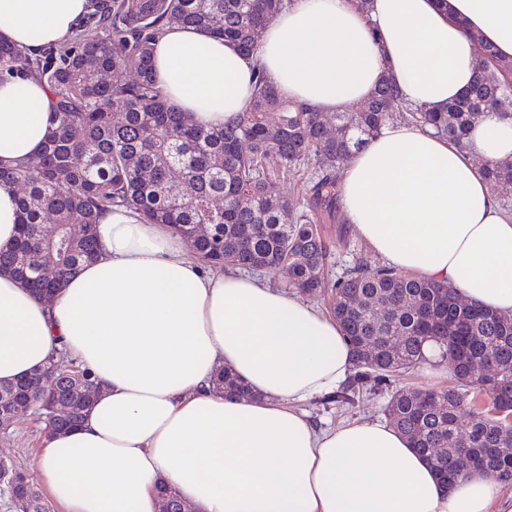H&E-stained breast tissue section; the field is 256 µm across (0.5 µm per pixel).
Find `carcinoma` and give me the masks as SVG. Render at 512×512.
Returning <instances> with one entry per match:
<instances>
[{
    "mask_svg": "<svg viewBox=\"0 0 512 512\" xmlns=\"http://www.w3.org/2000/svg\"><path fill=\"white\" fill-rule=\"evenodd\" d=\"M83 29L62 53L49 47L31 60L0 41V67L35 68L57 98L56 127L33 161L0 169V185L20 190V234L0 253V271L40 297L63 286L96 257L95 224L114 206L167 224L199 257L216 267L288 269L289 284L307 294L323 287L328 263L319 225L334 219L341 169L389 120L402 117L466 144L486 104L512 94V61L486 49L476 80L443 112L407 106L393 82L382 80L360 110L318 112L279 96L259 79L237 123L205 128L175 110L152 70L154 42L176 24L221 36L239 51L257 50L261 31L285 0H91ZM133 59L138 76L129 81ZM491 184L512 182V161L485 168ZM302 183L306 209L269 192L270 181ZM48 268L51 279L39 278ZM330 310L352 346L356 373L334 396L352 404L364 384L388 383L427 360L433 343L453 368L455 384L393 394L391 423L453 486L470 471L512 484V315L459 300L456 289L387 266L357 264L332 284ZM487 366L490 375H476ZM57 365L0 385V420L28 407L54 434L82 423L96 386L81 371L79 399ZM487 396L489 406L477 399ZM69 407L60 421L52 407ZM31 512L46 500L23 475L12 487Z\"/></svg>",
    "mask_w": 512,
    "mask_h": 512,
    "instance_id": "carcinoma-1",
    "label": "carcinoma"
}]
</instances>
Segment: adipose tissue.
<instances>
[{
	"instance_id": "obj_1",
	"label": "adipose tissue",
	"mask_w": 512,
	"mask_h": 512,
	"mask_svg": "<svg viewBox=\"0 0 512 512\" xmlns=\"http://www.w3.org/2000/svg\"><path fill=\"white\" fill-rule=\"evenodd\" d=\"M90 0H0V39L28 56L70 40ZM512 61V0H291L246 55L169 25L153 69L176 110L237 122L265 75L319 112L365 102L383 78L406 105L443 111L476 78L484 45ZM57 101L24 69L0 72V167L36 157ZM512 160V119L484 112L466 146L403 120L353 152L336 193L346 223L394 269L445 282L512 314V215L484 165ZM98 255L51 297L0 272V384L72 360L100 387L77 428L51 435L41 482L64 512H160L174 486L196 512H512L500 482L472 471L446 487L392 425L317 423L354 356L335 320L262 279L211 268L183 239L115 207ZM247 389L214 386L219 370Z\"/></svg>"
}]
</instances>
